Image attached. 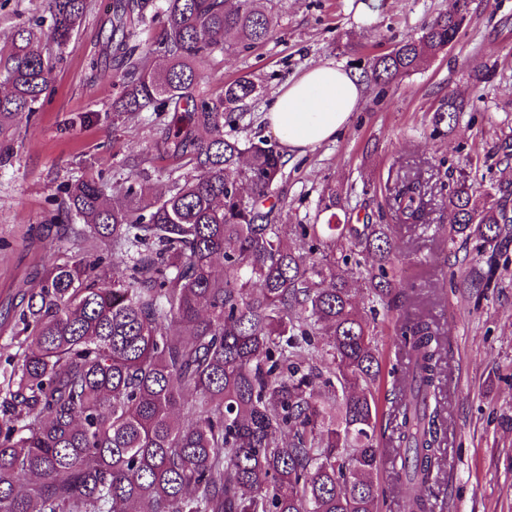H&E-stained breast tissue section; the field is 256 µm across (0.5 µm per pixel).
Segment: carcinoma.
Returning <instances> with one entry per match:
<instances>
[{
	"mask_svg": "<svg viewBox=\"0 0 512 512\" xmlns=\"http://www.w3.org/2000/svg\"><path fill=\"white\" fill-rule=\"evenodd\" d=\"M271 0H112L104 58L120 73L117 112L168 117L154 147L192 166L156 193L141 173L108 193L89 177L64 187L51 222L75 217L100 253L56 258L12 305L17 369L0 386V512H382L386 442L410 512H433V471L447 429L432 403L444 340L417 312L399 325L405 362L383 370L375 328L349 278L385 312L411 298L389 274L392 225L343 221L336 189L313 222L282 223L284 154L241 138L261 93L248 74L211 97L199 66L227 37L255 47L278 26ZM89 0H49L47 38L63 49ZM455 0L421 35L373 58L386 85L446 52L468 20ZM32 27L15 30L0 67V141L51 92L53 59ZM166 61L149 67L148 56ZM465 109L448 98L432 123ZM512 186L482 200L460 175L448 235L474 244L468 287L497 286L512 245ZM388 206L424 224L428 186L397 178ZM128 275L110 277L112 261ZM224 275L212 273L216 257ZM327 348L319 347L320 336ZM409 384L387 425L385 377Z\"/></svg>",
	"mask_w": 512,
	"mask_h": 512,
	"instance_id": "obj_1",
	"label": "carcinoma"
}]
</instances>
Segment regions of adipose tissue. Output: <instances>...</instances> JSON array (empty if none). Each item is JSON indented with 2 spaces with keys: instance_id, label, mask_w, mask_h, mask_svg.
<instances>
[{
  "instance_id": "1",
  "label": "adipose tissue",
  "mask_w": 512,
  "mask_h": 512,
  "mask_svg": "<svg viewBox=\"0 0 512 512\" xmlns=\"http://www.w3.org/2000/svg\"><path fill=\"white\" fill-rule=\"evenodd\" d=\"M363 89L357 76L324 61L286 79L265 119L286 152L300 155L335 138Z\"/></svg>"
}]
</instances>
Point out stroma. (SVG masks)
<instances>
[{"instance_id":"stroma-1","label":"stroma","mask_w":512,"mask_h":512,"mask_svg":"<svg viewBox=\"0 0 512 512\" xmlns=\"http://www.w3.org/2000/svg\"><path fill=\"white\" fill-rule=\"evenodd\" d=\"M111 0H90L85 20L57 60L52 91L34 119L18 120L0 151V305L33 288V273L57 256L94 253L76 246L50 221L68 182L102 175L109 185L132 179L137 167L162 171L170 160L154 148L161 119L115 112L121 87L111 66L91 70L101 48L100 21ZM452 0H280L279 25L263 45H230L202 68L201 88L219 95L226 81L252 74L262 93L250 107L253 134L272 139L264 115L287 77L330 60L363 74L374 55L417 38L424 23L449 11ZM49 27L46 0H0V56L18 27ZM485 82H476L475 71ZM467 109L455 129L433 126L448 97ZM512 138V0H471L470 17L446 54L386 88L368 87L336 138L286 159L279 193L283 221L313 212L324 186L335 187L351 218L393 224L394 272L414 281L413 311L433 321L447 340L439 396L447 438L434 471V512H512V264L485 296L464 288L468 270L461 241L449 240L448 197L467 173L477 190L512 183V160L497 148ZM420 167L434 187L426 223L394 224L388 186Z\"/></svg>"}]
</instances>
